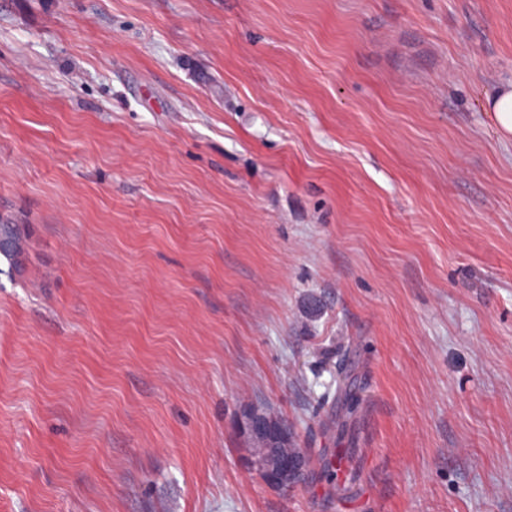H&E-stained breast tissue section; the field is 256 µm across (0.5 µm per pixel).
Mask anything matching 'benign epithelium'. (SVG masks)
Masks as SVG:
<instances>
[{
  "label": "benign epithelium",
  "mask_w": 512,
  "mask_h": 512,
  "mask_svg": "<svg viewBox=\"0 0 512 512\" xmlns=\"http://www.w3.org/2000/svg\"><path fill=\"white\" fill-rule=\"evenodd\" d=\"M239 425L252 442L250 465L267 483L282 487L288 478L307 473V457L301 451L288 453V428L276 416L255 408L244 412Z\"/></svg>",
  "instance_id": "7a95c632"
}]
</instances>
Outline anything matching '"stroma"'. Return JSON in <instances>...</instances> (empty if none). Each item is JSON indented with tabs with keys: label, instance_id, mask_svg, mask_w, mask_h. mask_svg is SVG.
Instances as JSON below:
<instances>
[{
	"label": "stroma",
	"instance_id": "1",
	"mask_svg": "<svg viewBox=\"0 0 512 512\" xmlns=\"http://www.w3.org/2000/svg\"><path fill=\"white\" fill-rule=\"evenodd\" d=\"M509 85L512 0H0V512H512ZM489 113L499 135L505 140H512V88L499 92ZM0 233L13 242V250L9 252L7 258L14 260L21 253L22 240L24 238V229L19 224L0 223ZM0 235V253L9 250L8 242L4 236ZM239 425L242 434L253 445L250 465L267 483L284 487L288 478L307 473L310 461L308 459L307 465L303 452L298 448H289L290 451H297L288 456V428L276 416L255 408L244 412ZM304 480L305 475H302L291 484L296 485Z\"/></svg>",
	"mask_w": 512,
	"mask_h": 512
}]
</instances>
